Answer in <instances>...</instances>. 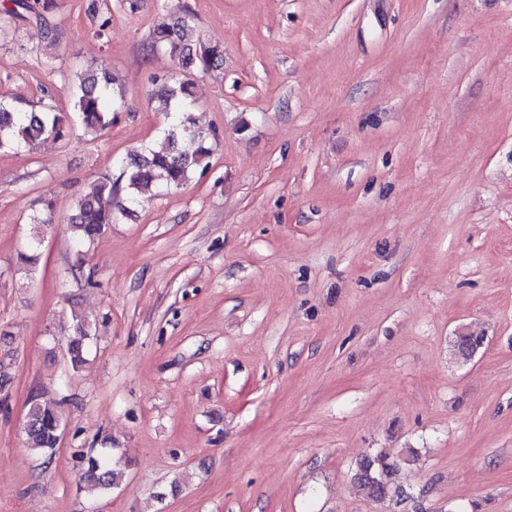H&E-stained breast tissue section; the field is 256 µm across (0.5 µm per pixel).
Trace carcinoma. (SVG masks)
<instances>
[{"mask_svg":"<svg viewBox=\"0 0 512 512\" xmlns=\"http://www.w3.org/2000/svg\"><path fill=\"white\" fill-rule=\"evenodd\" d=\"M12 2V14L19 16L25 12L41 22L56 7L55 0ZM155 42L165 45L177 57L179 64L185 67L195 65L203 72L224 67L223 46L199 38L195 14L187 5L181 6L170 15L167 23L157 28ZM111 85L112 79L96 69H88L80 76L73 111L86 130L96 133L112 126L119 106L112 96ZM160 98L168 116L161 146L132 151L127 155L120 174L123 185H117L110 176H103L80 193L70 224L77 249L94 244L112 225L115 219L112 197L119 188H124L126 202L133 203L138 195L155 186L177 187L192 172L208 166V143L218 137L219 132L215 129L205 131L196 125L190 111L191 83L180 81L167 86ZM70 132L71 117L65 112H40L25 101L0 100V155L18 153L37 139L45 144H55L69 137ZM183 138L197 143L193 153L180 151L178 144ZM91 332L92 327L86 318L77 311L73 312L67 355L74 370L85 363ZM485 341L484 336L463 334L455 340V354L467 362L483 347ZM60 428L57 403L33 397L23 427L27 447L36 454H51L58 444ZM81 459L84 463L83 482L88 494L99 496L116 487L121 478L123 455L110 447L102 448L96 454L83 453ZM395 466L396 462L384 455L366 458L359 463L357 480L371 498L381 501L391 492L389 478Z\"/></svg>","mask_w":512,"mask_h":512,"instance_id":"1","label":"carcinoma"}]
</instances>
